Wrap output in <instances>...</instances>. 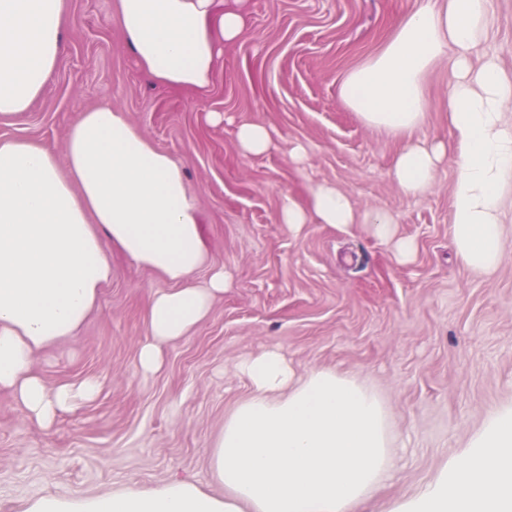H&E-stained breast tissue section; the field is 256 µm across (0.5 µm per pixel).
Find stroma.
I'll return each instance as SVG.
<instances>
[{
	"label": "stroma",
	"instance_id": "stroma-1",
	"mask_svg": "<svg viewBox=\"0 0 512 512\" xmlns=\"http://www.w3.org/2000/svg\"><path fill=\"white\" fill-rule=\"evenodd\" d=\"M416 0H247L248 22L224 50V69L202 94L177 93L138 69L111 23L112 0H72L65 54L28 116L0 135L63 151L82 110L109 102L156 148L181 161L199 206L209 266L229 276L206 322L167 345L159 371L141 374L137 352L146 311L167 281L121 252L112 278L76 336L40 351L49 386L95 380L94 399L50 427L0 392V512H25L44 495L87 497L120 487L152 489L189 479L223 494L208 466L224 418L249 396L239 362L280 348L297 373L328 369L383 402L393 464L353 512H391L431 482L497 412L512 405V211L505 259L474 272L451 231L453 163L420 198L389 170L404 135L363 123L341 97L346 75L374 58ZM496 57L512 73V0H489L488 28L474 60ZM449 59L423 78L428 112L417 137L450 141ZM222 122H212L213 113ZM268 122L279 146L243 158L235 125ZM304 145L307 165L289 149ZM330 181L359 208H383L414 243L398 261L363 224L309 222L288 229L285 197L307 203L311 182Z\"/></svg>",
	"mask_w": 512,
	"mask_h": 512
}]
</instances>
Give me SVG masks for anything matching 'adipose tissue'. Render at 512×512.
Instances as JSON below:
<instances>
[{"instance_id":"1","label":"adipose tissue","mask_w":512,"mask_h":512,"mask_svg":"<svg viewBox=\"0 0 512 512\" xmlns=\"http://www.w3.org/2000/svg\"><path fill=\"white\" fill-rule=\"evenodd\" d=\"M71 0H0V122L23 120L42 97L65 51ZM112 16L140 70L161 87L207 90L224 49L242 34L243 0H113ZM488 0H419L400 17L375 58L344 79L345 103L369 126L410 132L425 120L421 81L454 52L448 100L452 145L409 142L389 176L409 197L430 192L453 160L452 237L463 264L489 272L504 260L503 217L512 188V76L497 58L473 65L484 37ZM242 156L278 146L268 123L242 121ZM369 225L394 241L399 259L413 244L395 239L394 218L359 210L350 194L319 181L307 204L285 199L279 223ZM169 281L146 314L149 337L139 370L162 365L164 345L188 336L223 294L227 277L195 281L207 261L197 203L180 160L157 149L126 112L105 102L79 113L63 152L0 136V391L40 425L90 399L93 382L55 387L33 371L37 352L70 337L94 310L112 276V252ZM252 393L224 420L209 450L223 484L215 496L188 479L155 490L118 488L74 499L47 494L26 512H351L388 472L386 412L360 384L328 370L296 378L270 349L242 362ZM394 512H512V407L495 415L465 451Z\"/></svg>"}]
</instances>
